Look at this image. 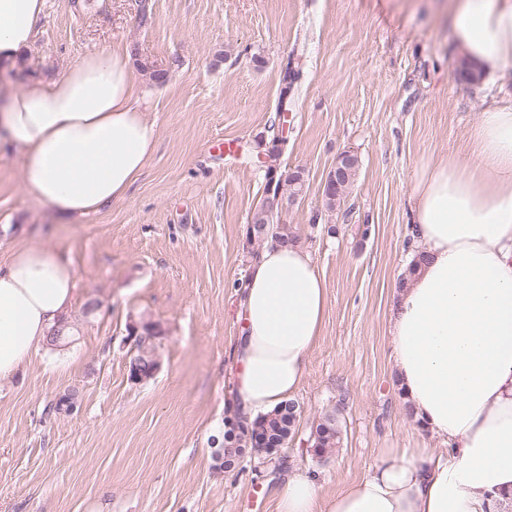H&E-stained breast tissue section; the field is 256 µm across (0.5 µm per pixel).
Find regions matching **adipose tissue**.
Returning <instances> with one entry per match:
<instances>
[{
	"instance_id": "1",
	"label": "adipose tissue",
	"mask_w": 512,
	"mask_h": 512,
	"mask_svg": "<svg viewBox=\"0 0 512 512\" xmlns=\"http://www.w3.org/2000/svg\"><path fill=\"white\" fill-rule=\"evenodd\" d=\"M45 0H0V71H12ZM451 32L476 70L512 64V0H452ZM128 46L82 58L44 87L0 98V139L22 151L24 191L71 220L126 197L156 144ZM413 242L426 254L395 292L392 369L437 448H384L335 495L301 470L276 512H512V103L481 113L471 156L427 164L414 186ZM72 262L37 246L0 267V380L27 366L67 319ZM327 285L300 246L266 245L240 290L232 403L248 417L288 399L320 336Z\"/></svg>"
}]
</instances>
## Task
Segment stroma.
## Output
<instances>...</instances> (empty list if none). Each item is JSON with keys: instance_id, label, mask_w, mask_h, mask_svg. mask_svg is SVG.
Returning a JSON list of instances; mask_svg holds the SVG:
<instances>
[{"instance_id": "35a3bbf8", "label": "stroma", "mask_w": 512, "mask_h": 512, "mask_svg": "<svg viewBox=\"0 0 512 512\" xmlns=\"http://www.w3.org/2000/svg\"><path fill=\"white\" fill-rule=\"evenodd\" d=\"M113 44L130 46L138 79L170 73L146 112L155 151L124 199L61 223L25 194L20 149L0 147V266L30 245L75 271L70 344L0 380V512H241L255 492L276 512L290 472H315L329 496L379 449L439 447L394 380L390 303L411 260L417 174L470 153L480 112L512 101V66L475 88L457 80L441 0H45L11 87L46 84ZM293 56L302 76L283 126L279 76ZM280 135V169L303 168L306 186L277 220L324 277L326 318L293 396L295 439L224 471L236 286L265 196L256 157ZM346 151L359 170L330 211L323 185ZM134 324L160 331L161 367L139 384ZM330 411L342 441L319 459L301 441Z\"/></svg>"}]
</instances>
